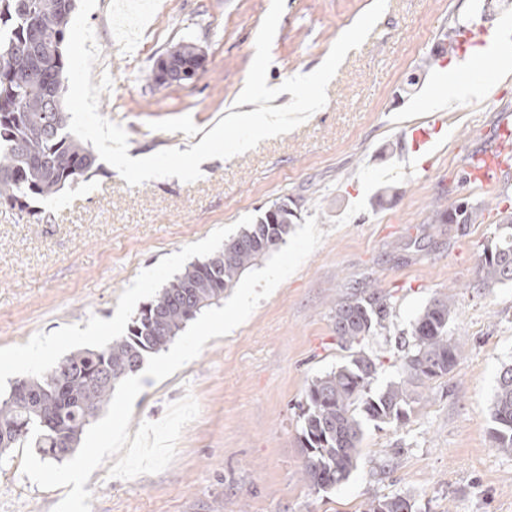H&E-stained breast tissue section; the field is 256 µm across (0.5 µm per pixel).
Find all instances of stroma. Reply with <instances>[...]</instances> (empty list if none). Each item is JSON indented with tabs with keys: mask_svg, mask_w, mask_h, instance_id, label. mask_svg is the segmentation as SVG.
Here are the masks:
<instances>
[{
	"mask_svg": "<svg viewBox=\"0 0 512 512\" xmlns=\"http://www.w3.org/2000/svg\"><path fill=\"white\" fill-rule=\"evenodd\" d=\"M373 0H285L267 83L317 69ZM271 0H98L88 21L110 75L99 113L144 158L199 142L238 104ZM512 26V0H387L367 40L349 51L326 105L252 150L200 165L193 183L166 177L131 187L108 163L26 209L0 205V356L45 353L0 372V392L72 352L126 334L140 307L189 262L220 248L271 205L292 203L323 232L300 268L230 334L169 378H144L129 433L192 395L199 414L162 472L125 480L108 465L90 476L91 512H364L369 499L410 497L414 512H512V454L496 448L491 410L512 364V285L483 288L477 264L512 214V167L466 181L474 157L512 129V79L499 77L452 105L431 153L403 157L402 134L430 120L429 101L455 58L439 46L467 28L486 39ZM205 55L196 79L152 87L159 55L181 41ZM467 199L476 224H450ZM388 295L387 331L364 341L380 359L372 391L397 380V343L436 296H451L448 334L460 348L447 376L421 387L405 424L364 422L357 469L314 492L305 482L299 403L313 379L345 365L333 311L361 289ZM22 449L0 455V512H52L65 488L21 471Z\"/></svg>",
	"mask_w": 512,
	"mask_h": 512,
	"instance_id": "35a3bbf8",
	"label": "stroma"
}]
</instances>
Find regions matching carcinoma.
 <instances>
[{
    "instance_id": "1",
    "label": "carcinoma",
    "mask_w": 512,
    "mask_h": 512,
    "mask_svg": "<svg viewBox=\"0 0 512 512\" xmlns=\"http://www.w3.org/2000/svg\"><path fill=\"white\" fill-rule=\"evenodd\" d=\"M69 0H0V204L20 210L30 196L50 197L85 177L96 165L91 146L69 130L64 102L70 28ZM197 46L182 41L166 52L192 64ZM478 209L465 201L448 206V223L474 224ZM297 213L267 209L210 257L190 262L144 305L127 334L106 346L78 351L0 394V453L34 440L43 457L60 462L79 445L85 428L107 407L115 387L139 372L203 310L224 299L260 257L286 242ZM483 288L512 284V217L496 225L479 255ZM454 310L449 296L431 299L415 319L399 380L371 393L379 363L363 342L387 328L389 299L364 290L336 304L334 329L350 360L315 378L301 405L303 476L317 493L349 479L357 468L362 419L399 424L407 419L414 389L448 375L459 345L448 336ZM496 447L512 452V365L502 368L491 412ZM40 435L32 437L33 427ZM365 512H413L404 496L374 498Z\"/></svg>"
}]
</instances>
